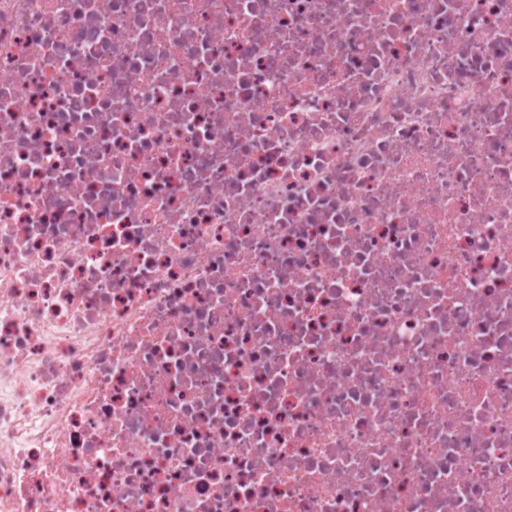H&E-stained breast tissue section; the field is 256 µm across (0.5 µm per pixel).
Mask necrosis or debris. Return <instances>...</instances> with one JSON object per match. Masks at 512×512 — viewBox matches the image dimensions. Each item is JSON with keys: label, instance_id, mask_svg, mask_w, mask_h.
I'll return each instance as SVG.
<instances>
[{"label": "necrosis or debris", "instance_id": "4bbe7bcc", "mask_svg": "<svg viewBox=\"0 0 512 512\" xmlns=\"http://www.w3.org/2000/svg\"><path fill=\"white\" fill-rule=\"evenodd\" d=\"M0 512H512V0H0Z\"/></svg>", "mask_w": 512, "mask_h": 512}]
</instances>
